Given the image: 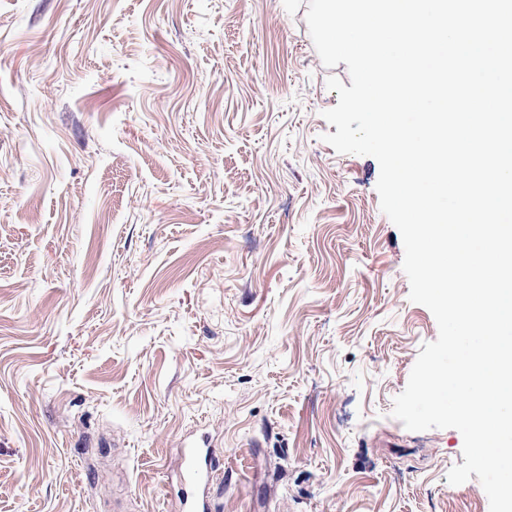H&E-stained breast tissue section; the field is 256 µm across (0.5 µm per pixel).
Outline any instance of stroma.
<instances>
[{
	"label": "stroma",
	"instance_id": "obj_1",
	"mask_svg": "<svg viewBox=\"0 0 512 512\" xmlns=\"http://www.w3.org/2000/svg\"><path fill=\"white\" fill-rule=\"evenodd\" d=\"M307 0H0V512H489L391 415L431 311ZM208 456V448H185L182 456V479L191 492L182 499L183 512H207L209 506L203 494H200L201 487L207 481V473L204 470L203 462Z\"/></svg>",
	"mask_w": 512,
	"mask_h": 512
}]
</instances>
